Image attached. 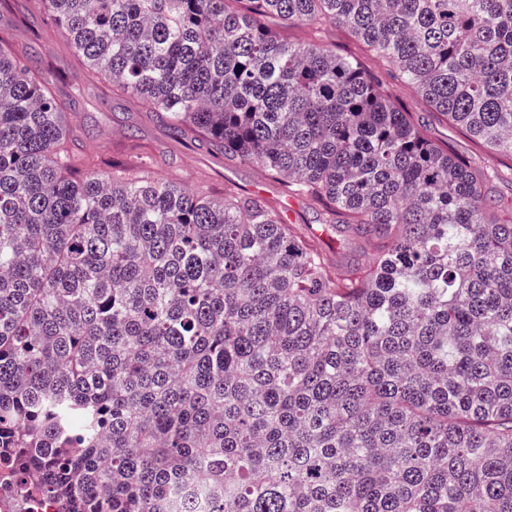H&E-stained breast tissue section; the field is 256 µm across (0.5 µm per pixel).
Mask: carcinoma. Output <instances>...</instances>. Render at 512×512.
I'll use <instances>...</instances> for the list:
<instances>
[{
    "label": "carcinoma",
    "mask_w": 512,
    "mask_h": 512,
    "mask_svg": "<svg viewBox=\"0 0 512 512\" xmlns=\"http://www.w3.org/2000/svg\"><path fill=\"white\" fill-rule=\"evenodd\" d=\"M172 138L306 195L99 158L0 33V458L61 512H512V203L386 84L277 26L343 25L512 154V0H28Z\"/></svg>",
    "instance_id": "obj_1"
}]
</instances>
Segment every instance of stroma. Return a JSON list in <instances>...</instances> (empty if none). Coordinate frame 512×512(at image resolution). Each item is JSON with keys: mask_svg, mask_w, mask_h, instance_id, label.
Returning <instances> with one entry per match:
<instances>
[{"mask_svg": "<svg viewBox=\"0 0 512 512\" xmlns=\"http://www.w3.org/2000/svg\"><path fill=\"white\" fill-rule=\"evenodd\" d=\"M16 34L20 49L28 54L33 64L44 70L47 77L53 78L63 72L70 82L88 85L89 93L78 109V120L100 155L133 161L143 152L164 150L176 157L181 184L196 185L200 175L204 174L213 189L219 190L225 183H233L243 191L263 195L285 211L291 221L317 225V211L306 198L284 196L280 184L256 167L227 163L222 157L171 140L165 128L150 118L145 104L117 98L110 87L92 81L67 54L62 32L49 21L39 17L25 18ZM281 35L292 42L312 38L339 54L358 59L367 72L388 83L395 99L409 108L428 140L448 148L475 171L491 173L486 188L489 198L512 199V157L490 151L463 128L430 111L411 86L391 79L380 59L347 28L336 25L317 32L307 26H291L283 29Z\"/></svg>", "mask_w": 512, "mask_h": 512, "instance_id": "35a3bbf8", "label": "stroma"}]
</instances>
